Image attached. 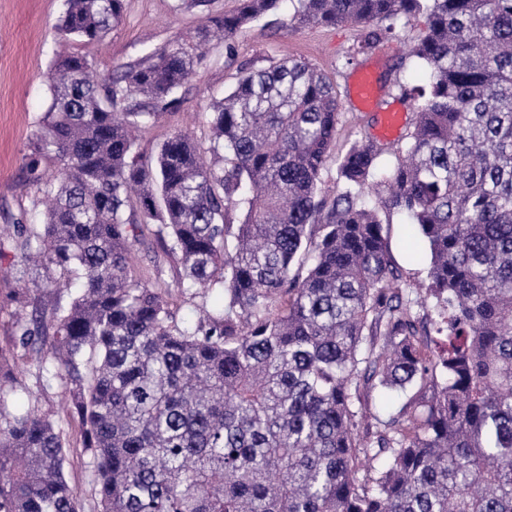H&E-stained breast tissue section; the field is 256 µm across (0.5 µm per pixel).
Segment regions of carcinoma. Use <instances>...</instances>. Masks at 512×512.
<instances>
[{
  "instance_id": "carcinoma-1",
  "label": "carcinoma",
  "mask_w": 512,
  "mask_h": 512,
  "mask_svg": "<svg viewBox=\"0 0 512 512\" xmlns=\"http://www.w3.org/2000/svg\"><path fill=\"white\" fill-rule=\"evenodd\" d=\"M281 2L237 0L116 76L53 59L23 157L43 219L0 238L21 284L0 347V512H82L72 425L100 512H512V0H289L296 28L358 27L348 65L421 26L408 57L427 85L380 76L415 110L404 141L335 151L336 86L288 57L212 106L213 163L183 131L143 163L136 132L206 46ZM123 17L124 0H64L55 31L100 42ZM396 215L429 256L413 299ZM150 229L176 287L221 305L176 321L169 290L134 273ZM56 288L69 299L48 321L32 293ZM19 349L40 390L68 394L64 419L10 407Z\"/></svg>"
}]
</instances>
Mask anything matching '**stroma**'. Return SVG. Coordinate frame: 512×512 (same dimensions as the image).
Masks as SVG:
<instances>
[{
  "instance_id": "obj_1",
  "label": "stroma",
  "mask_w": 512,
  "mask_h": 512,
  "mask_svg": "<svg viewBox=\"0 0 512 512\" xmlns=\"http://www.w3.org/2000/svg\"><path fill=\"white\" fill-rule=\"evenodd\" d=\"M235 0H206L188 8L179 0H124V20L103 42L62 40L54 25L63 0H0V227L23 218L40 221L33 207L34 190L24 188L23 156L50 104L47 73L55 55L77 53L94 60L100 70H124L142 63L168 44L189 39L208 15L232 11ZM419 33L418 25L406 26L401 39L381 42L356 66L341 67L340 61L352 47L357 29H292L287 12L261 19L230 40L215 42L206 58L197 64L178 91V105L160 123L142 130L138 151L143 162H153L159 145L171 134L190 131L201 146L210 139L209 112L215 101L235 86L242 70L268 66L271 59L300 56L315 64L336 84L341 122L337 149H344L357 136L374 137L379 109L363 110L354 103L357 67L382 73L393 70L406 86L423 84L424 70L407 58L406 50ZM392 254L402 266L410 286L426 277L428 258L416 243L414 226L394 218L390 226ZM13 403L25 409L37 405L41 413L56 414L63 399L61 389L35 392L30 373L16 376ZM89 459L79 445H72L65 474L83 512H97Z\"/></svg>"
}]
</instances>
